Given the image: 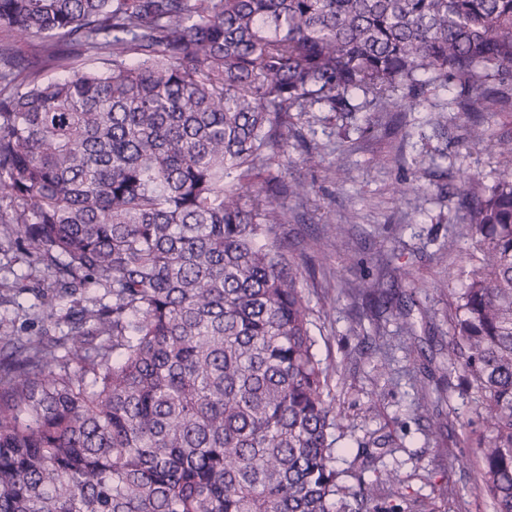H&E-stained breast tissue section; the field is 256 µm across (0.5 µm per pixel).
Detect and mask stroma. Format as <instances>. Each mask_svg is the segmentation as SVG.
Returning <instances> with one entry per match:
<instances>
[{
	"label": "stroma",
	"instance_id": "35a3bbf8",
	"mask_svg": "<svg viewBox=\"0 0 512 512\" xmlns=\"http://www.w3.org/2000/svg\"><path fill=\"white\" fill-rule=\"evenodd\" d=\"M460 88L453 77L418 96L400 85L386 112L357 94L344 109L315 104L291 113L285 152L269 169L282 183L307 187L305 195L281 196L286 221L278 232L301 267L317 356L331 375L342 484L356 487L378 471L401 481L399 496L376 497L370 512H410L416 502L426 512H488L473 484L477 458L459 443L474 414L448 395V313L474 246L464 198L504 169L493 142L512 136V107L491 105L479 119L488 139L474 142L477 119L454 102ZM309 155L315 164L306 163ZM377 276L396 295L413 296L410 331L400 330L392 309H368L351 294V283ZM51 282L15 235L0 233V335L52 344L65 339L73 309L112 301L95 287L56 299L49 326L41 302ZM452 406L451 429L433 433L428 410ZM373 434L384 445L363 471L357 444ZM452 454L465 464H449Z\"/></svg>",
	"mask_w": 512,
	"mask_h": 512
}]
</instances>
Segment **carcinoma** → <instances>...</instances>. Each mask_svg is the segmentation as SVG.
Here are the masks:
<instances>
[{"instance_id":"cac0c4a2","label":"carcinoma","mask_w":512,"mask_h":512,"mask_svg":"<svg viewBox=\"0 0 512 512\" xmlns=\"http://www.w3.org/2000/svg\"><path fill=\"white\" fill-rule=\"evenodd\" d=\"M0 224L53 294L112 295L0 358V512H368L340 503V415L278 240L289 113L448 74L504 102L512 0H0ZM476 236L448 373L483 431L475 489L512 512V170ZM371 308L380 282L353 288ZM75 370H56L57 347Z\"/></svg>"}]
</instances>
